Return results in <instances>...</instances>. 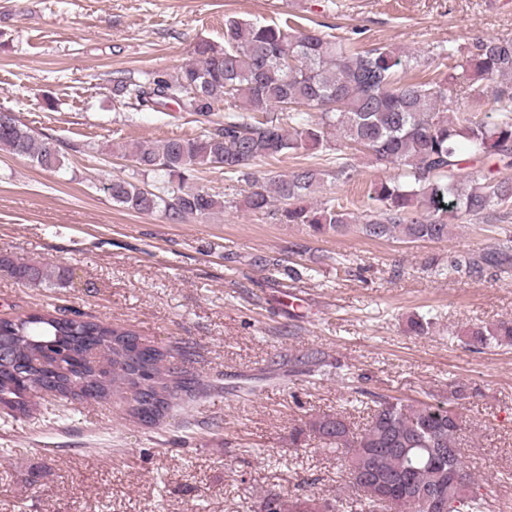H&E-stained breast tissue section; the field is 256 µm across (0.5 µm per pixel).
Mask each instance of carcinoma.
Masks as SVG:
<instances>
[{
  "label": "carcinoma",
  "instance_id": "obj_1",
  "mask_svg": "<svg viewBox=\"0 0 512 512\" xmlns=\"http://www.w3.org/2000/svg\"><path fill=\"white\" fill-rule=\"evenodd\" d=\"M199 60L177 75L156 74L144 82L114 80L113 94L158 111L175 103L203 118L228 102L235 111L224 125L194 138L140 140L123 146L122 155L144 173L161 172L162 185L139 186L112 179L110 198L140 214L161 213L172 222L206 216L224 202L188 186L199 168L222 167L249 181L244 206L256 213L281 204L285 224H304L315 234H343L356 223L351 213L309 198L326 173L300 168L274 178L257 169L265 160L300 152L331 150L329 127L349 148L366 153L394 174L373 188L377 211L360 231L377 240L439 241L448 237V218L479 214L512 201V183L474 168L476 160L512 167V87L496 91L501 120L484 124L458 105L460 79L512 77V39L477 38L448 73L422 80L413 58L386 46L361 50L354 43L314 30L290 33L278 25L237 19L224 21V48L197 47ZM277 112L288 113L283 126ZM0 150L28 159L45 171L63 166L57 146L41 138L10 113H0ZM356 169L336 149L334 178L348 183ZM0 270L22 283L64 288V267H41L0 256ZM482 259L448 257L435 274L471 278ZM0 336L10 340L12 359L0 363V404L14 414L28 411L32 399L50 393L61 399L106 400L127 394L129 414L156 421L182 393L192 395L200 382L170 361V351L145 342L134 332L60 310L0 318ZM474 347L512 346V318L463 331ZM374 412L360 432L339 414L310 418L294 429V439L313 438L339 454L350 489L371 510L426 512L423 500L439 495L447 512H484L476 479L461 461L465 420L459 405L444 401L405 403L375 395ZM395 490L381 494L378 481ZM340 512V500L311 491L285 497L269 490L255 512Z\"/></svg>",
  "mask_w": 512,
  "mask_h": 512
}]
</instances>
